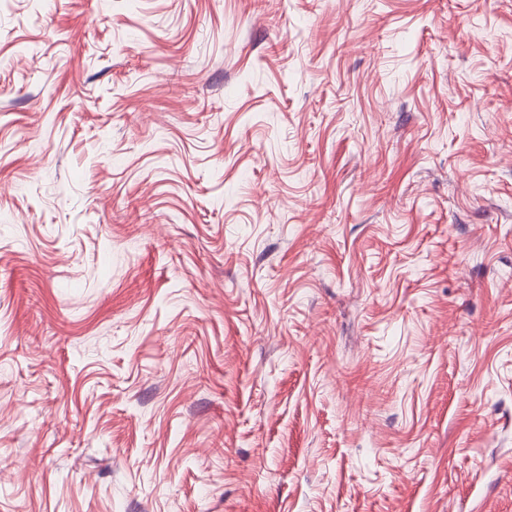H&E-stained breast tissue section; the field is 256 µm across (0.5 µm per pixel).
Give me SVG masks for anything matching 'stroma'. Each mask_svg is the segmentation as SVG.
Segmentation results:
<instances>
[{
    "label": "stroma",
    "instance_id": "obj_1",
    "mask_svg": "<svg viewBox=\"0 0 512 512\" xmlns=\"http://www.w3.org/2000/svg\"><path fill=\"white\" fill-rule=\"evenodd\" d=\"M0 512H512V0H0Z\"/></svg>",
    "mask_w": 512,
    "mask_h": 512
}]
</instances>
